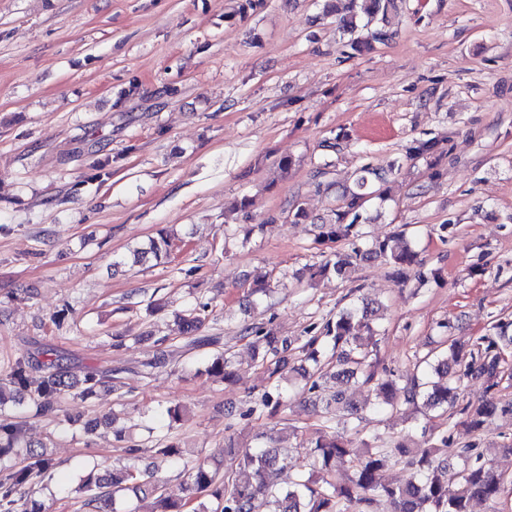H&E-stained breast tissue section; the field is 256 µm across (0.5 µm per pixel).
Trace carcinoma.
<instances>
[{
    "label": "carcinoma",
    "instance_id": "1",
    "mask_svg": "<svg viewBox=\"0 0 512 512\" xmlns=\"http://www.w3.org/2000/svg\"><path fill=\"white\" fill-rule=\"evenodd\" d=\"M392 5L393 0H352V14L341 20V28L352 33L357 29L358 17L384 15ZM391 37V33L379 29L367 40L352 41L351 47L361 53L371 49L372 43ZM356 186L344 211L353 215L352 220L322 224L318 233L319 238L331 242L352 240L351 250L336 252L311 267L310 277L331 273L343 278L354 265L375 258L392 266L396 280L407 281L416 254L403 241V236L377 240L368 247L357 243L359 209L365 202L368 177L360 176ZM172 246L171 234L161 230L146 247L133 250V263L168 260ZM206 311L205 303L181 316L182 333L191 339V345L214 348L204 368L196 373L235 383L238 374L232 351L220 347L218 336H199ZM376 314L377 306L372 301L352 302L342 308L336 317L313 327L314 334L305 337L300 346V365L290 368L287 357L292 340L278 335L271 327H245L243 339L257 352L261 367L269 377L281 380L285 369H290L303 381L302 395L314 404L323 405L322 423L306 440V447L310 448L309 470L294 474L288 479V486L276 483L282 449L275 446V436L257 435L253 444L244 445L236 424L230 423L224 448L239 468L249 471L247 477L242 478L229 469H213L198 460L182 461L186 480L176 495L154 474L128 467L85 479L78 487L84 506L89 512H102L103 507L110 505L111 512H121L118 504L132 492L155 497L162 512H184L191 501L201 497L215 500L213 512H254V501L260 495L270 498V512H372L380 498L393 505V512H470L472 501L497 498L505 477L493 459L473 444L454 448L449 433L440 436L437 445L426 449L417 459L411 456L404 442L373 446L363 440L355 441L348 432L361 431L363 416L351 397L334 389L331 383L357 380L368 386L375 395L373 410L378 415L400 413L413 407L444 416L454 414L461 396V380L481 379L483 400L460 409L470 429L478 431L495 414L512 413V403L502 402L497 395L505 353L512 348L509 333L512 324H495L466 346L452 342L433 358L422 360L421 374L403 378L391 372H378L377 361L373 359L377 347ZM107 387L106 376L94 370L81 376L75 374L69 359L54 349L40 348L8 362L5 377L0 379V512H41L28 506V495L33 486L50 478L53 470V463L39 452L43 443L27 439L23 425L6 415L7 409L26 403L38 414L52 415L59 411L63 399L86 401ZM285 397L286 390L276 384L251 401L239 417L246 419L255 414L272 417ZM185 414L180 404L166 407L167 433L151 448L153 458L181 461L182 450L174 430ZM398 462L412 469V478L403 484L385 478L389 467Z\"/></svg>",
    "mask_w": 512,
    "mask_h": 512
}]
</instances>
